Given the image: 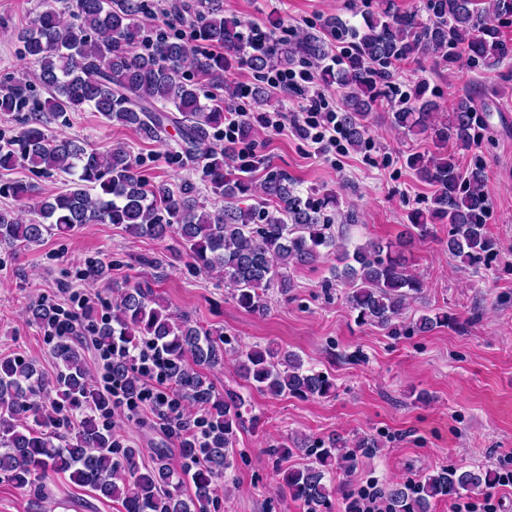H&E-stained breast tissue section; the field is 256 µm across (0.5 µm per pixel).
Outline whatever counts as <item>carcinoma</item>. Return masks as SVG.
I'll use <instances>...</instances> for the list:
<instances>
[{"label": "carcinoma", "instance_id": "obj_1", "mask_svg": "<svg viewBox=\"0 0 512 512\" xmlns=\"http://www.w3.org/2000/svg\"><path fill=\"white\" fill-rule=\"evenodd\" d=\"M141 0H71L76 22L65 21L55 0L17 33L23 54L39 67L35 74L47 89L43 100L30 99L27 84L9 81L0 93V112L22 114L19 135L0 143V171L26 163L41 177L66 176L65 189L33 205L34 217L22 222L10 209H0V244L28 248L53 230L70 231L84 224H113L135 237L163 239L170 233L192 265L232 286V298L256 314L268 310L271 292L288 295L293 288L289 270L311 267L325 255H336L331 273L347 288L355 321L397 332L409 301L423 283L406 271L405 243L370 240L350 250L336 240L321 215L322 206L300 196L287 174L266 171L263 197L245 205L257 165L238 164L232 147L214 145V133L224 126V53H238L242 44L239 22L224 18L220 0L194 14L195 38L218 53H197L196 44L157 33L150 52L131 50L141 38L138 16ZM427 18L401 12L395 0H381L365 26L351 31L337 18L328 27L338 40L353 37L345 67L336 71L344 90L340 120L347 144L365 142L366 119L382 95L390 67L408 58L433 55L446 60L464 50L471 62L496 69L512 61V42L503 37L499 21L512 18V0H426ZM308 61L325 55L314 36L289 46L276 43L269 52L254 55L247 65L262 74L273 63L286 64L295 56ZM420 85L398 100L392 126L405 135H426L433 150L409 159L416 178L432 188L431 206L419 212L407 230L410 239L432 235L433 225H448V253L463 263L477 264L494 247L487 234L489 206L484 166L461 165L459 155L473 141L479 118L473 100L461 98L448 107L445 119L430 122L436 103ZM90 108L109 124L137 131L153 142L166 140L167 127L177 129L179 147L198 165L200 181L224 199L210 211L198 201L199 187L185 180L176 191L150 186L136 172V163L121 146L107 152L86 149L73 140L48 137V120ZM0 191L19 200L37 195L32 183H5ZM446 313L423 314L412 326L430 332L450 325ZM97 341L122 337L129 347L151 342L164 348L174 390L201 407L210 424L209 444L181 449L191 468L178 471L157 452L151 466H140L137 448L122 452L112 434L94 413L107 410L106 397L92 383L79 344L60 339L52 354L56 373L46 377L31 362L0 361V481L16 488L33 487L48 473H62L82 487L119 501L125 512H210L212 484L232 466L236 431L245 423L240 395L219 390L204 369L224 363L226 340L220 329H203L188 319L177 320L148 282L119 292L112 315L95 328ZM243 378L272 397H326L334 389L324 373L304 367L289 351L258 346L237 352ZM56 395L69 407L91 414L61 435L58 409L46 400ZM339 437L312 446H297L315 461L283 473L290 495L303 501L324 502L336 488L326 483L332 467H353L356 454L344 452ZM189 479L194 493L185 497L180 486ZM494 482L482 468H441L413 484L389 492L396 512H428L430 501L451 498Z\"/></svg>", "mask_w": 512, "mask_h": 512}]
</instances>
